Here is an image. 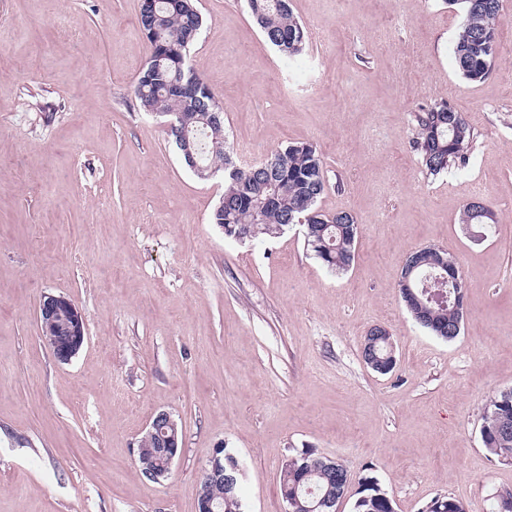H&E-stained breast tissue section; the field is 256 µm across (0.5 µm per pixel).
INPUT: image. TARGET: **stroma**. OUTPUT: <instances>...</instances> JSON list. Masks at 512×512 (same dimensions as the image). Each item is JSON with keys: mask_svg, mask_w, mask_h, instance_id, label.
<instances>
[{"mask_svg": "<svg viewBox=\"0 0 512 512\" xmlns=\"http://www.w3.org/2000/svg\"><path fill=\"white\" fill-rule=\"evenodd\" d=\"M140 0H0V512H197L203 471L225 446L244 512H284L280 473L304 448L375 477L395 512L447 495L491 512L512 462L484 447L489 396L512 389V0L493 70H456L461 16L447 0H291L309 31L286 60L246 0H195L194 71L224 106L234 160L310 142L328 186L317 202L361 230L337 275L299 227L244 243L210 216L224 178L197 177L138 110L149 55ZM444 101L478 134L468 165L427 174L412 114ZM492 206L494 237L460 214ZM457 263L469 313L441 340L397 284L411 251ZM69 297L88 339L58 363L39 339L42 294ZM386 327L397 364L361 359ZM183 431L168 477L136 463L160 411Z\"/></svg>", "mask_w": 512, "mask_h": 512, "instance_id": "35a3bbf8", "label": "stroma"}]
</instances>
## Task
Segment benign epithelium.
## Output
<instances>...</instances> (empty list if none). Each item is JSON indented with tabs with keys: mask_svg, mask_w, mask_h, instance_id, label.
Instances as JSON below:
<instances>
[{
	"mask_svg": "<svg viewBox=\"0 0 512 512\" xmlns=\"http://www.w3.org/2000/svg\"><path fill=\"white\" fill-rule=\"evenodd\" d=\"M37 322L42 343L61 363L70 362L87 339V327L82 313L64 295H42L37 306ZM143 439L154 443L160 456V463L147 473L148 478L160 480L167 477L183 446L179 441L173 415L167 411L157 413ZM223 453L224 448L217 447L204 476L214 484L228 485L233 482V477L225 474L224 466L219 463Z\"/></svg>",
	"mask_w": 512,
	"mask_h": 512,
	"instance_id": "obj_1",
	"label": "benign epithelium"
}]
</instances>
